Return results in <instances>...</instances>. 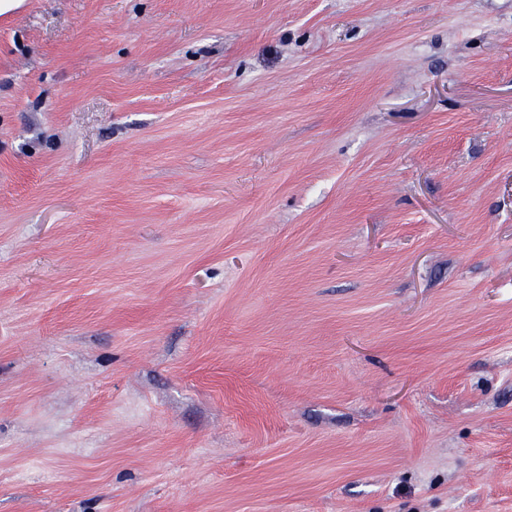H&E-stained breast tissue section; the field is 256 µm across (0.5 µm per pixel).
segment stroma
I'll list each match as a JSON object with an SVG mask.
<instances>
[{"label": "stroma", "instance_id": "stroma-1", "mask_svg": "<svg viewBox=\"0 0 512 512\" xmlns=\"http://www.w3.org/2000/svg\"><path fill=\"white\" fill-rule=\"evenodd\" d=\"M0 512H512V0L0 13Z\"/></svg>", "mask_w": 512, "mask_h": 512}]
</instances>
